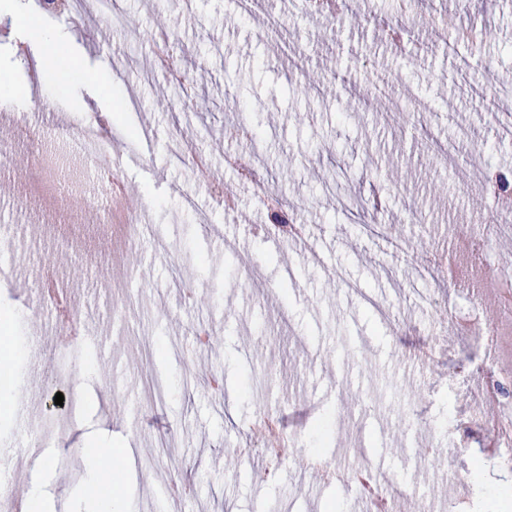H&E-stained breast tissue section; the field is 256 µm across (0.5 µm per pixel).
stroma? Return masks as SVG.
Masks as SVG:
<instances>
[{
  "instance_id": "stroma-1",
  "label": "stroma",
  "mask_w": 512,
  "mask_h": 512,
  "mask_svg": "<svg viewBox=\"0 0 512 512\" xmlns=\"http://www.w3.org/2000/svg\"><path fill=\"white\" fill-rule=\"evenodd\" d=\"M13 2L15 12L0 14V75L27 97L43 61L27 38L30 19L65 32L80 75L63 88L41 80L56 109L41 113L40 133L111 114L119 175L151 226L130 252L124 225L106 239L87 223L53 222L61 201L36 170L0 199V251L14 256L13 276L0 283V333L11 338L0 367L15 374L0 441L36 460L35 483L54 512L91 506L94 431L122 460L114 495L124 512H358L347 488L303 470L300 457L318 450L357 468L385 456L384 494L401 512H456L462 502L468 512H512V472L488 460V432L466 447L456 440L502 412L475 379L487 357L479 327L465 320L470 252L492 257L489 314L500 275L512 276V243L480 233L477 219L494 207L470 169L432 155L433 141H449L458 156L512 169V143L470 90L512 88V0H443V13L480 33L461 56L438 46L436 22L417 0H334L318 11L291 0H121L126 28L97 23L95 44L69 12ZM161 29L178 43L181 78L151 64ZM464 57L479 62L465 79ZM381 77L389 96L376 100ZM238 120L259 136L256 153L225 140ZM178 131L212 179L169 162ZM248 167L297 209L304 249L275 246ZM215 182L231 193L220 207ZM202 213L224 243L203 237ZM446 244L453 256L444 262L436 249ZM46 255L74 275L78 339L51 345L84 406L65 418L43 414L36 430L16 427L14 411L39 409L28 314ZM421 264L430 277H418ZM201 327L213 332L211 346L196 344ZM425 349L432 362L418 364ZM318 351L350 366L332 379L339 395L324 400L314 394ZM224 370L233 382L222 393L211 377ZM265 416L291 436L295 457L291 476L260 485L251 468L263 463L261 443L249 425Z\"/></svg>"
}]
</instances>
